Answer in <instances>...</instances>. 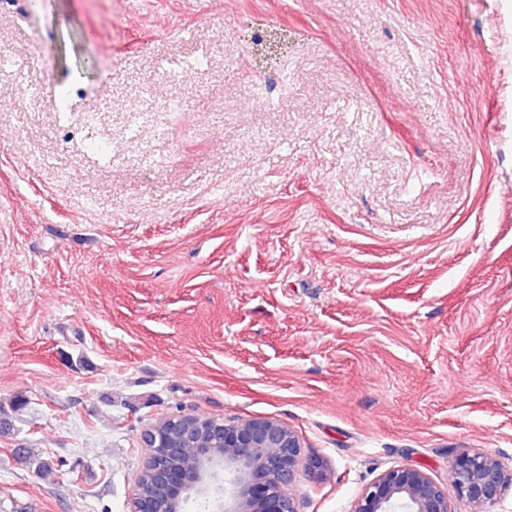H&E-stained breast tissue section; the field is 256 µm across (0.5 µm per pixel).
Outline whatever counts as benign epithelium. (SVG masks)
Segmentation results:
<instances>
[{
    "instance_id": "7a95c632",
    "label": "benign epithelium",
    "mask_w": 512,
    "mask_h": 512,
    "mask_svg": "<svg viewBox=\"0 0 512 512\" xmlns=\"http://www.w3.org/2000/svg\"><path fill=\"white\" fill-rule=\"evenodd\" d=\"M147 455L135 480L131 512H185L192 501L210 512H298L287 488L302 446L286 425L254 418L237 425L172 415L145 427ZM452 483L474 512L495 504L512 472L479 452L462 450L449 465ZM352 512H450L448 496L419 468H390L363 490Z\"/></svg>"
}]
</instances>
